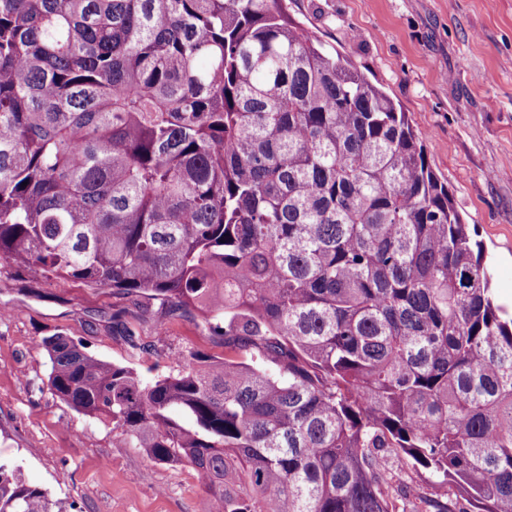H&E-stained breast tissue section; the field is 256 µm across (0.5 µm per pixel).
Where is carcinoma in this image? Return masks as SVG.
Here are the masks:
<instances>
[{
    "mask_svg": "<svg viewBox=\"0 0 512 512\" xmlns=\"http://www.w3.org/2000/svg\"><path fill=\"white\" fill-rule=\"evenodd\" d=\"M4 255L224 342L146 380L42 341L52 394L190 468L206 512H512L481 245L406 113L284 0H0ZM0 512L63 509L0 462ZM386 469L388 472L399 475L415 487L420 488L421 492L434 496L441 495L445 492V489L440 487L436 483V479L429 474L425 472L417 474L409 460L403 455L388 458L386 461Z\"/></svg>",
    "mask_w": 512,
    "mask_h": 512,
    "instance_id": "obj_1",
    "label": "carcinoma"
}]
</instances>
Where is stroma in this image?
Here are the masks:
<instances>
[{
	"label": "stroma",
	"instance_id": "obj_1",
	"mask_svg": "<svg viewBox=\"0 0 512 512\" xmlns=\"http://www.w3.org/2000/svg\"><path fill=\"white\" fill-rule=\"evenodd\" d=\"M287 4L407 113L484 247L498 302L512 312V0ZM127 328L139 348L129 347ZM57 332L145 376L177 372L191 351L223 357V342L188 318L162 316L158 302L0 259V460L19 466L65 512H197L202 488L190 468L121 447L118 430L51 394L41 342Z\"/></svg>",
	"mask_w": 512,
	"mask_h": 512
}]
</instances>
